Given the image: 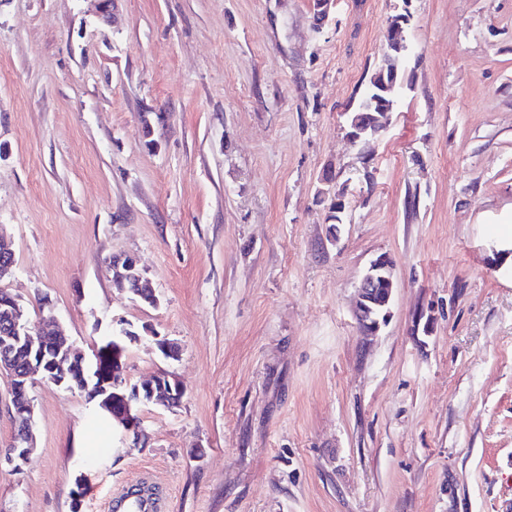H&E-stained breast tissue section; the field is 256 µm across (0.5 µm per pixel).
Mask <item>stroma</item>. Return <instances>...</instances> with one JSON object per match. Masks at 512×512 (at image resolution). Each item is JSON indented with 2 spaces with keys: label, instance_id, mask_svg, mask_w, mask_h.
I'll return each instance as SVG.
<instances>
[{
  "label": "stroma",
  "instance_id": "obj_1",
  "mask_svg": "<svg viewBox=\"0 0 512 512\" xmlns=\"http://www.w3.org/2000/svg\"><path fill=\"white\" fill-rule=\"evenodd\" d=\"M0 0V287L85 355L123 338L137 446L33 376L35 449L0 512H512V0ZM401 88L370 147L344 113L392 17ZM343 193L344 219L328 208ZM135 256L158 303L118 290ZM392 315L362 343L369 263ZM176 342V358L158 340ZM83 485L81 506L72 493ZM393 264L386 255L372 260L356 289L355 311L363 336H375L391 316ZM102 364L105 371L112 373L113 370L119 371L116 364H112V357L104 355ZM117 373H112V392L117 399L108 398L97 402L100 410L112 416V424L115 422L118 432L122 439H132L137 441L142 433L141 422L138 415L139 407L142 404H152L167 409L177 406L182 397L183 391L178 382L166 373L156 375L150 382L143 384L142 387L130 386L124 376V370L120 371V377L115 378ZM124 377L123 382L121 378ZM165 381L168 383L165 385ZM176 389V393L175 390ZM122 391L123 393H117Z\"/></svg>",
  "mask_w": 512,
  "mask_h": 512
}]
</instances>
